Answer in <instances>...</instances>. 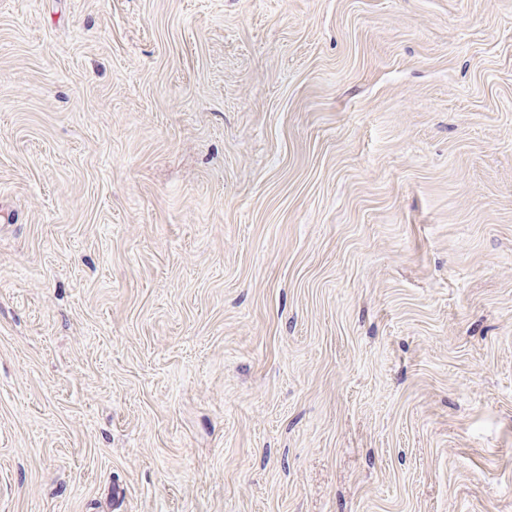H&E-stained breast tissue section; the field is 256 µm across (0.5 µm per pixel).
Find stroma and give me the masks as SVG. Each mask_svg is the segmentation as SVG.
Returning <instances> with one entry per match:
<instances>
[{
    "label": "stroma",
    "mask_w": 512,
    "mask_h": 512,
    "mask_svg": "<svg viewBox=\"0 0 512 512\" xmlns=\"http://www.w3.org/2000/svg\"><path fill=\"white\" fill-rule=\"evenodd\" d=\"M0 512H512V0H0Z\"/></svg>",
    "instance_id": "obj_1"
}]
</instances>
